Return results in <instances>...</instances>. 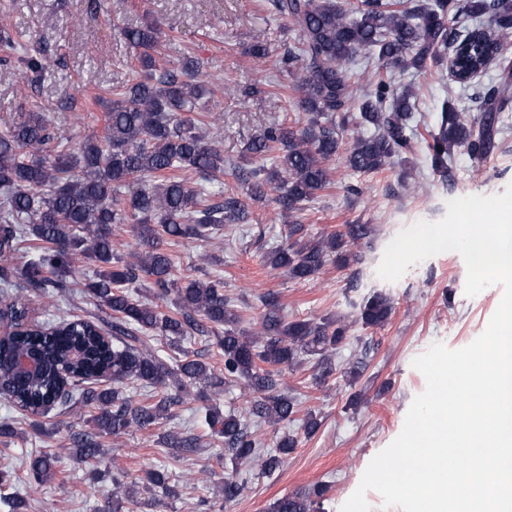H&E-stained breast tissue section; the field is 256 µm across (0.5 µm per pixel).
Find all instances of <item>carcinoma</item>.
Listing matches in <instances>:
<instances>
[{"instance_id":"carcinoma-1","label":"carcinoma","mask_w":512,"mask_h":512,"mask_svg":"<svg viewBox=\"0 0 512 512\" xmlns=\"http://www.w3.org/2000/svg\"><path fill=\"white\" fill-rule=\"evenodd\" d=\"M300 39L282 67L293 72L301 91L306 124L265 129L246 147L239 170L255 178L249 197L258 201L265 188L281 189V213L292 214L328 183L326 162L336 155V126L325 120L335 112L356 109L360 125L373 131L352 135L345 164L355 172L381 169L410 147L408 131L417 93L405 87L382 105L388 83L382 79L357 94L350 66L361 53L377 57L387 69L420 72L443 62L447 50L456 57L453 82L470 88L491 63L502 77L475 92L470 101L477 115L467 118L443 105L432 135V166L452 177L448 157L464 149L478 159L490 156L504 122L506 94L512 86V60L498 54L512 44V0H466L465 12L486 17L490 34L456 20L454 0H424L408 8L384 0H358L344 10L337 0H273ZM139 50L142 80L116 94L108 106L106 128L71 150L42 155L54 140L45 113L30 112L6 136H0V296L10 333L0 341V384L4 397L32 417H44L59 403L88 408L89 429L72 435V447L88 466L90 483L100 473L101 438L131 430H147L176 416V410L201 402L208 436L224 443V456L250 463L257 475L278 469L297 447L284 435L276 449L261 451L258 430L264 423H286L298 413L296 398L284 386V370L303 356L317 357V379L333 374L336 349L348 339V326L330 318L288 321L276 299L261 297L265 307L255 327H240L241 317L224 296L221 279L178 277L168 246L183 240L207 241L221 236L224 225L239 224L246 203L224 192V153L209 138L220 116L197 107L208 83L200 63L182 70L156 58L157 28L147 25L124 32ZM6 55L25 72L41 71L45 58L14 43L0 30ZM276 151L277 167L265 179L254 160ZM199 175L192 186L181 171ZM131 225L136 248L124 256L114 248V227ZM374 232L370 224H349L344 233L316 240H295L268 254L267 265L292 279L315 276L331 257L343 266L357 260L359 242ZM81 281L89 297L112 312V338L92 321L73 318L55 325L25 324L30 291L52 288L62 293ZM148 281L156 300L143 301L128 291ZM390 299L374 293L360 306L357 319L380 326L392 313ZM149 331L169 341L178 355L172 367L162 356L136 346L137 333ZM213 335L223 366L215 367L183 346L192 336ZM22 352L40 355L43 368L30 378L12 370ZM228 382L243 384L247 406L224 413L217 401ZM136 384L153 395L135 402L121 388ZM202 436L169 430L163 444L192 453ZM48 454L29 458L38 481L54 475ZM149 487L164 496L175 494L163 469L146 472ZM248 476L238 470L224 477V502L235 501ZM329 489L324 482L275 500L269 512H321Z\"/></svg>"}]
</instances>
